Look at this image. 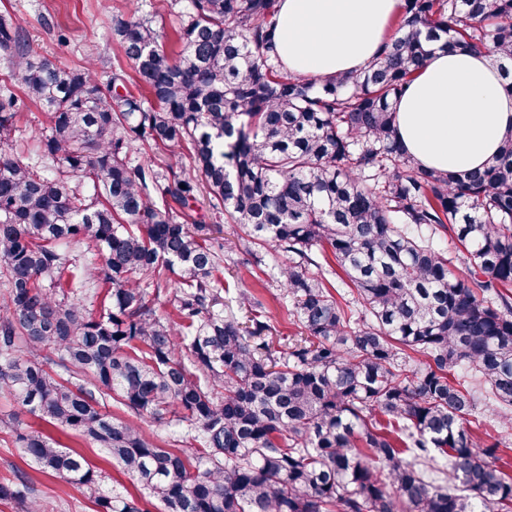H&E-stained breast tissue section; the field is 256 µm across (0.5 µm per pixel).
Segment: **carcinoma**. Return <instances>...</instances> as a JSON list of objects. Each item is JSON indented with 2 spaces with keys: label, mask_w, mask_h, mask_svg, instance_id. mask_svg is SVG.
Wrapping results in <instances>:
<instances>
[{
  "label": "carcinoma",
  "mask_w": 512,
  "mask_h": 512,
  "mask_svg": "<svg viewBox=\"0 0 512 512\" xmlns=\"http://www.w3.org/2000/svg\"><path fill=\"white\" fill-rule=\"evenodd\" d=\"M168 6L171 51L140 6L115 22L138 96L120 68L103 88L31 53L0 14L11 78L50 119L23 161L0 86V396L40 421L14 443L95 512L143 510L50 429L162 512H512L506 438L471 430H512V131L481 170H428L394 108L436 48L488 55L512 93V0H404L368 66L328 78L281 64L277 0ZM136 140L172 161L132 164ZM202 188L243 235L198 223ZM80 241L97 263L68 258ZM260 247L298 339L224 287V260ZM146 423L186 433L168 449ZM31 492L0 481L1 503L47 512ZM53 435L56 440H58L63 446L80 451L89 463L105 472L109 476V485L113 484L120 489H122V486H124L127 492L132 495L137 493L135 486H133L122 473L113 467L112 463H109L103 457L98 448L83 442L81 439L67 430L56 429L53 431Z\"/></svg>",
  "instance_id": "cac0c4a2"
}]
</instances>
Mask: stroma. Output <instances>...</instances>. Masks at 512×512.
Here are the masks:
<instances>
[{"instance_id": "1", "label": "stroma", "mask_w": 512, "mask_h": 512, "mask_svg": "<svg viewBox=\"0 0 512 512\" xmlns=\"http://www.w3.org/2000/svg\"><path fill=\"white\" fill-rule=\"evenodd\" d=\"M130 0H0V13H12L23 21L31 50L54 63L73 69L95 62L101 84H108L114 65L122 58L113 34L114 22L126 16ZM259 277L231 280V287L260 293L267 309L283 334L296 335L298 329L288 319V304L275 280L277 260L262 253ZM18 419L38 426L36 417L22 412L11 401L0 398V479L14 471L27 474L37 498L49 501V512H93V506L81 498L62 479L35 470L28 459L14 448L5 421Z\"/></svg>"}]
</instances>
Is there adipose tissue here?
<instances>
[{"label": "adipose tissue", "instance_id": "ef3b65f1", "mask_svg": "<svg viewBox=\"0 0 512 512\" xmlns=\"http://www.w3.org/2000/svg\"><path fill=\"white\" fill-rule=\"evenodd\" d=\"M403 0H279L275 38L285 68L328 76L375 56ZM397 131L422 165L482 167L512 130V93L483 54L437 49L397 101Z\"/></svg>", "mask_w": 512, "mask_h": 512}]
</instances>
